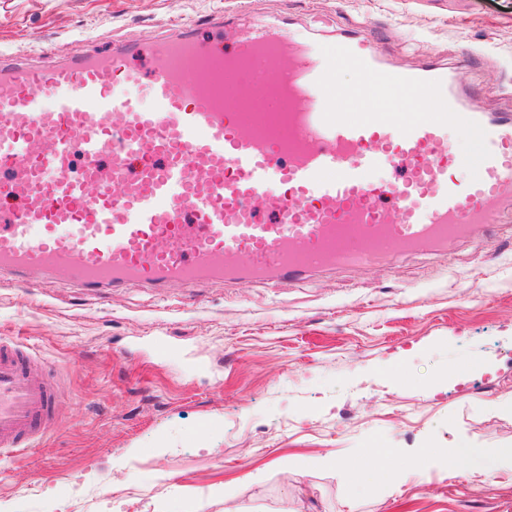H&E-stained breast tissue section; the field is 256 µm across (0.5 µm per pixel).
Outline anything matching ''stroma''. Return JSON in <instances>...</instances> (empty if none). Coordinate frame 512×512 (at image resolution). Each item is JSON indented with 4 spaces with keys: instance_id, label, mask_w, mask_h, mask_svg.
<instances>
[{
    "instance_id": "35a3bbf8",
    "label": "stroma",
    "mask_w": 512,
    "mask_h": 512,
    "mask_svg": "<svg viewBox=\"0 0 512 512\" xmlns=\"http://www.w3.org/2000/svg\"><path fill=\"white\" fill-rule=\"evenodd\" d=\"M211 15L364 34L512 115V0H0V53L69 58L180 24L207 43ZM499 210L497 230L273 287L4 275L0 337L56 370L64 425L0 454V512H512V473L472 482L446 462L393 488L358 460L374 442L396 463L512 444V413L489 409L512 402V203ZM326 453L342 468L303 466Z\"/></svg>"
}]
</instances>
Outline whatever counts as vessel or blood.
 <instances>
[{
	"instance_id": "1",
	"label": "vessel or blood",
	"mask_w": 512,
	"mask_h": 512,
	"mask_svg": "<svg viewBox=\"0 0 512 512\" xmlns=\"http://www.w3.org/2000/svg\"><path fill=\"white\" fill-rule=\"evenodd\" d=\"M233 42L180 29L68 61L0 54V273L54 270L91 290L281 283L496 224V202L512 198V116L466 110L447 70L388 66L361 35L298 42L242 27ZM137 53L151 65L148 109L121 92L142 81ZM260 61L280 110L240 107L242 75ZM343 68L361 75L362 96L430 109L354 110ZM452 126L472 136L466 158ZM386 165L395 180L376 179ZM60 397L51 370L0 339V448L54 434Z\"/></svg>"
}]
</instances>
